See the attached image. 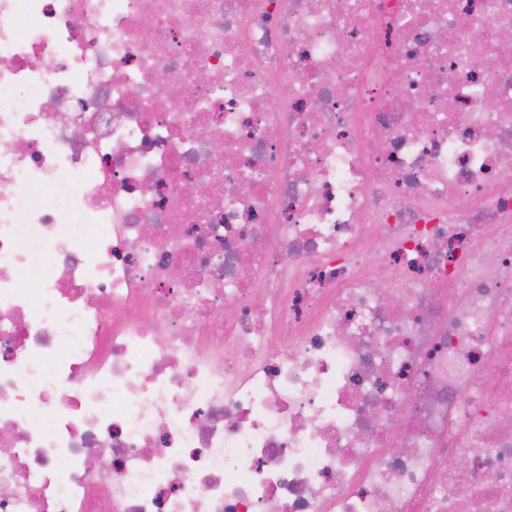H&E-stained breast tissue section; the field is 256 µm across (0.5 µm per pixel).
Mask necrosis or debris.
Masks as SVG:
<instances>
[{
  "label": "necrosis or debris",
  "instance_id": "4bbe7bcc",
  "mask_svg": "<svg viewBox=\"0 0 512 512\" xmlns=\"http://www.w3.org/2000/svg\"><path fill=\"white\" fill-rule=\"evenodd\" d=\"M505 30L0 0V512H512Z\"/></svg>",
  "mask_w": 512,
  "mask_h": 512
}]
</instances>
